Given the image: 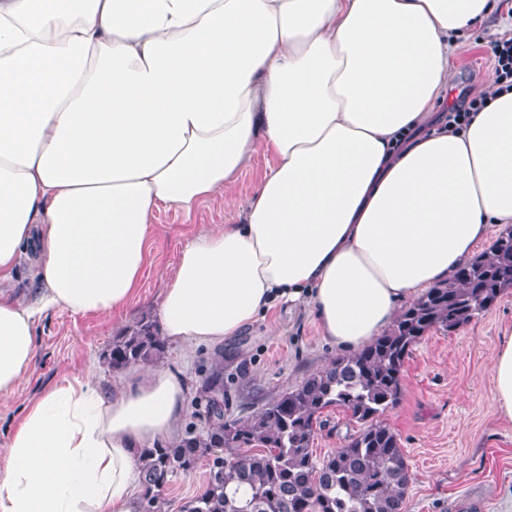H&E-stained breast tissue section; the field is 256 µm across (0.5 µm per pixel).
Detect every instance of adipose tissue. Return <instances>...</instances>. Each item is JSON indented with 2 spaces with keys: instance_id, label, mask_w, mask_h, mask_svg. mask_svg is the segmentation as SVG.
Listing matches in <instances>:
<instances>
[{
  "instance_id": "1",
  "label": "adipose tissue",
  "mask_w": 512,
  "mask_h": 512,
  "mask_svg": "<svg viewBox=\"0 0 512 512\" xmlns=\"http://www.w3.org/2000/svg\"><path fill=\"white\" fill-rule=\"evenodd\" d=\"M496 0H0V403L48 312L137 295L168 207L275 159L237 223L202 225L158 304L163 338L216 345L276 302L344 354L512 224V91L441 112L456 41ZM35 244L31 298L13 274ZM512 421V333L492 358ZM168 366L62 376L0 441V512H138L141 453L181 438Z\"/></svg>"
}]
</instances>
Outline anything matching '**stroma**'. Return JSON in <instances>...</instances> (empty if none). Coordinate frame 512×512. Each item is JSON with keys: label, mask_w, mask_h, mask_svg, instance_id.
<instances>
[{"label": "stroma", "mask_w": 512, "mask_h": 512, "mask_svg": "<svg viewBox=\"0 0 512 512\" xmlns=\"http://www.w3.org/2000/svg\"><path fill=\"white\" fill-rule=\"evenodd\" d=\"M512 34V0H498L491 16L463 40L456 55L455 94H467L492 81V47ZM272 159L256 153L242 169L228 198H214L192 215L161 210L151 247V263L138 295L126 312L111 320L58 310L37 324L38 349L30 373L15 394L0 403V425L62 375L95 369L102 384L116 379L103 352L112 339L143 317L156 318L180 250L203 224H231L244 209ZM512 332V289L500 295L479 319L454 331H431L413 348L402 375L398 402L383 416L400 440L414 477L404 512H455L459 493L471 490L512 512V423L504 422L492 398L490 365L503 333ZM224 353V416L247 419L264 404L299 385L336 360L308 309L278 303L239 336L227 339ZM215 349L169 343L163 362L180 374L187 388L182 429L204 433L209 425L207 397L201 390ZM326 425L314 443L317 458L331 455L357 431L346 412L325 411Z\"/></svg>", "instance_id": "obj_1"}]
</instances>
